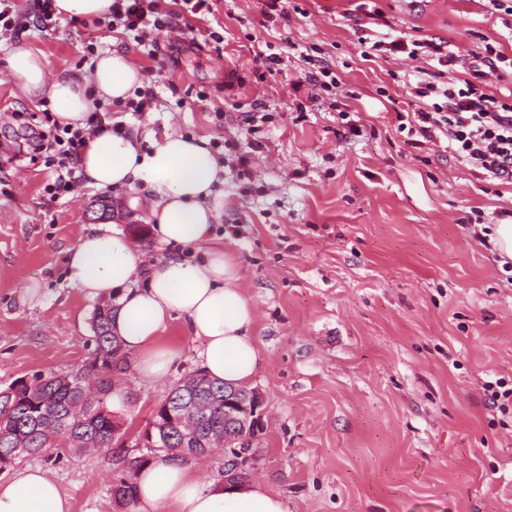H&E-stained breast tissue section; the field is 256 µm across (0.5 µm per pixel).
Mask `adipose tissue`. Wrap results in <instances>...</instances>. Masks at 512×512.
<instances>
[{"label":"adipose tissue","instance_id":"obj_1","mask_svg":"<svg viewBox=\"0 0 512 512\" xmlns=\"http://www.w3.org/2000/svg\"><path fill=\"white\" fill-rule=\"evenodd\" d=\"M12 76L29 97L48 96L60 119L82 122L93 101L127 99L141 85L126 53L112 50L95 61L87 85L49 78L43 61L15 47ZM87 185L108 189L144 183L154 194L147 221L168 245L166 255L147 260L115 225L97 224L69 249L66 277L87 297L115 301L112 330L139 356L143 380L165 379L179 358L161 335L171 320H182L201 340V367L230 386L248 384L264 366L252 334L256 309L242 287L237 256L212 244L211 227L224 217L216 187L223 162L202 139L163 133L143 149L139 137L104 131L92 135L79 161ZM202 250L192 260L188 251ZM142 512H287L284 499L258 483L233 487L203 485L175 459L154 463L132 477ZM0 512H72L70 498L41 469L26 467L0 482Z\"/></svg>","mask_w":512,"mask_h":512}]
</instances>
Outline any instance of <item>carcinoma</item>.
<instances>
[{
    "label": "carcinoma",
    "mask_w": 512,
    "mask_h": 512,
    "mask_svg": "<svg viewBox=\"0 0 512 512\" xmlns=\"http://www.w3.org/2000/svg\"><path fill=\"white\" fill-rule=\"evenodd\" d=\"M112 309L105 303L91 318L94 348L84 364L67 372H36L0 390V470L24 457L50 459L62 448L79 454L109 452L120 465L112 498L123 512L137 503L129 476L163 457L185 460L178 429L164 414L166 404L193 399L200 369L186 371L152 410L130 449L113 447L118 425L108 401L114 378L129 367L128 351L112 332ZM210 404L195 415L203 448L209 436L224 435V384L205 379Z\"/></svg>",
    "instance_id": "obj_1"
}]
</instances>
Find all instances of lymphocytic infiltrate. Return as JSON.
Returning a JSON list of instances; mask_svg holds the SVG:
<instances>
[{
    "instance_id": "lymphocytic-infiltrate-1",
    "label": "lymphocytic infiltrate",
    "mask_w": 512,
    "mask_h": 512,
    "mask_svg": "<svg viewBox=\"0 0 512 512\" xmlns=\"http://www.w3.org/2000/svg\"><path fill=\"white\" fill-rule=\"evenodd\" d=\"M55 0H37V11L21 12L15 0H0V30L18 37L30 28L48 31L58 24ZM156 0H112L107 15L109 28L121 27L129 32L146 24L163 28L157 19ZM364 57L384 53H405L410 58L424 60L421 79L410 91L412 101L407 110L399 112L398 128L408 135L411 147L422 143L447 140L453 158L472 167L483 176L512 184V94L494 96L486 88L487 75L498 79L512 77V54L506 53L499 41L482 38L474 61L464 77L454 75L460 58L447 41L398 37L393 40L360 37ZM109 113L102 102H95L86 127H75L59 120L54 112L42 110L40 124L48 128L41 147L56 162L61 174L46 184L44 193L49 199L73 192L79 182L78 161L91 132L102 129Z\"/></svg>"
}]
</instances>
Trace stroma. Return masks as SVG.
Segmentation results:
<instances>
[{"instance_id": "stroma-1", "label": "stroma", "mask_w": 512, "mask_h": 512, "mask_svg": "<svg viewBox=\"0 0 512 512\" xmlns=\"http://www.w3.org/2000/svg\"><path fill=\"white\" fill-rule=\"evenodd\" d=\"M375 7L379 35L439 37L465 61L480 36L512 43V16L488 0H290L284 16L262 0H210L141 43L74 16L0 37V389L83 364L95 302L67 280L66 251L98 223L100 201L125 231L145 222L152 197L141 184H82L47 201L52 171L11 118L42 105L22 93L8 57L25 45L49 77L81 84L97 54L117 48L151 101L140 116L111 104L114 125L146 143L166 131L202 138L224 160V221L212 238L242 265L266 359L251 381L267 410L251 480L288 512H512V417L484 407L485 382L512 379V271L478 231L512 211V185L486 183L444 144L407 145L395 113L423 62L362 57L354 20ZM269 45L286 52L275 75L259 58ZM307 54L335 66L337 104L309 101ZM348 122L357 135L343 136ZM254 139L263 152H251ZM33 282L38 303L26 295ZM164 338L180 358L163 381L142 380L129 357L115 415L128 436L199 364L202 344L182 322ZM25 466L54 478L72 512H116L111 454L27 457L0 481Z\"/></svg>"}]
</instances>
